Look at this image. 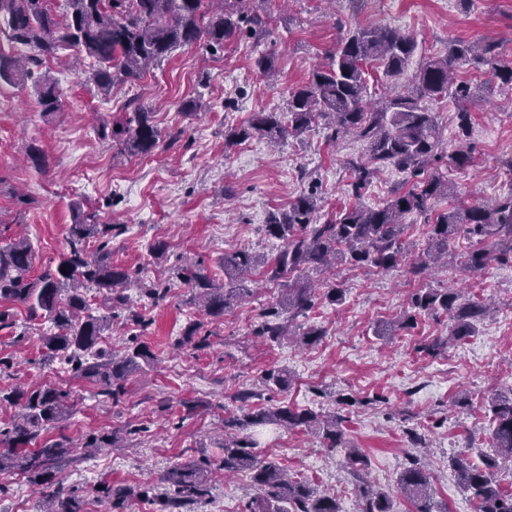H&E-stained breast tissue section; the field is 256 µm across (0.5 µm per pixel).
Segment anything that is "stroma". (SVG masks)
<instances>
[{"label":"stroma","instance_id":"obj_1","mask_svg":"<svg viewBox=\"0 0 512 512\" xmlns=\"http://www.w3.org/2000/svg\"><path fill=\"white\" fill-rule=\"evenodd\" d=\"M263 8L272 18L265 45L275 56L272 80L255 67L257 49L238 39L226 41L214 57L197 47L178 48L142 79L107 95L90 81L89 65L45 62L40 71L57 79L64 102L62 111L51 115L42 113L33 81L0 80V245L25 233L37 265L47 264L66 248L72 205L80 201L98 210L104 222L126 225V232L112 239L113 263L170 288L157 304L141 297L137 287L127 290L135 310L151 321L141 341L156 360L129 377L116 402L101 396L99 383L45 359L40 336L46 322L28 320L23 306L0 301V310H9L14 320L13 327L0 330V361L11 363L0 374V389L35 382L71 388L73 413L45 436L69 440L72 450L58 477L79 487L83 512H113L100 492L105 482L132 489L120 512H163L164 475L187 459L218 453L224 413L239 412L236 395L243 390L276 405L344 416L347 441L368 460L357 476L345 449L328 450L312 433L274 425L243 432L288 473L333 493L341 512H357L356 487L362 481L391 494L396 512H410L397 477L412 456L427 467L435 512H473L448 459L461 454L476 463L490 453L491 422L481 403L512 390V263L469 272L459 260L469 243L458 236L449 244L456 261L412 278L406 267L425 258L429 237L425 216L406 215L403 265L337 267L344 300L319 303L310 312L307 324L327 331L312 347L287 337L267 344L254 336L262 310L279 295L278 283L257 277L248 301L213 320L188 304L178 269L198 263L214 275L224 253L244 247L260 255L277 252L280 241L263 231L266 214L301 192L319 197L324 218L349 203L346 164L368 154L366 142L355 136L331 141L317 128L276 146L264 139L224 145L225 129L252 113L285 110L289 92L325 64L340 36L360 27H397L416 38L420 61L446 56L450 41L490 37L510 60L512 0H264ZM456 71L479 96L467 139L459 138L453 120L458 100L448 95L429 109L444 150L466 141L473 163L449 169L447 195L431 202L436 213L506 195L500 178L512 161V85L472 60L459 62ZM131 101L156 104L159 129L179 133V140L142 157L100 138L99 117H111ZM32 145L46 154V169L27 160ZM22 193L27 203L19 202ZM158 237L168 244L160 257L150 252ZM422 288L481 294L496 311L460 343L449 342L450 321L443 315L422 314L414 328L376 335L378 325L409 310L412 294ZM199 320L211 333L208 347L181 344L186 327ZM436 337L447 339V346L434 356L421 352V345ZM273 368L291 374L287 391L264 386L263 376ZM185 399L199 404L189 417L180 406ZM411 430L425 435L426 446L409 443ZM106 435L121 440V449H85L87 440ZM255 495L247 474L217 471L211 500L184 505L181 512H242ZM0 512H44L42 496L22 471L0 473Z\"/></svg>","mask_w":512,"mask_h":512}]
</instances>
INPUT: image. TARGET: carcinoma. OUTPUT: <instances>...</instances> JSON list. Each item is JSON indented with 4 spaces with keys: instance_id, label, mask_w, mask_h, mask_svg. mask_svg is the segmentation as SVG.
Instances as JSON below:
<instances>
[{
    "instance_id": "1",
    "label": "carcinoma",
    "mask_w": 512,
    "mask_h": 512,
    "mask_svg": "<svg viewBox=\"0 0 512 512\" xmlns=\"http://www.w3.org/2000/svg\"><path fill=\"white\" fill-rule=\"evenodd\" d=\"M258 0H64L62 11H54L49 0H0V23L9 30L11 43L21 49L14 55L0 52V80L23 83L33 69L47 59L69 57L96 64L90 80L105 94L124 83L143 77L161 65L173 50L199 46L212 54L224 49V42L247 37L261 42L271 35V18L256 5ZM418 48L416 40L399 28L370 26L359 28L338 39L327 63L315 68L308 82L289 93L285 112H254L248 122L224 132L227 146L259 138L278 142L300 136L323 124L327 137L336 139L354 134L368 144L369 157L349 164L350 193L354 202L334 216L320 220L317 199L303 193L288 210L268 212L265 231L283 246L272 257L259 256L248 249L226 253L220 264L224 278L216 279L200 267L187 268L183 282L194 292L204 315L224 316L244 293L240 277L259 268L280 281L281 296L265 308L255 333L274 343L294 335L297 343L311 346L324 336L320 327L309 326L292 332L280 321L283 313L292 320L304 316L319 300L338 305L343 289L336 283L317 287L306 278L313 269L343 264L349 267L373 266L388 270L404 258L403 217L412 212L426 213L430 201L448 194V180L433 166L443 157L448 165L463 169L472 164L469 147L458 143L443 154L435 113L422 106V100H440L453 84L456 65L469 58L487 66L497 77L512 83V59L505 60L498 44L481 47L454 40L448 56L421 62L412 89L386 98L375 105L365 101L363 71L377 62L388 74L404 70ZM38 103L45 114L62 107L56 82L45 75L35 81ZM101 136L120 141L133 155L150 156L163 141L153 122L152 109L135 106L109 121L100 119ZM395 167L406 174L412 186L384 204L365 207L362 190L375 173ZM116 224L99 220L97 212L74 208L69 225L67 248L36 276L30 275L36 260L32 243L26 237L0 246V301L25 307L31 319L51 322L55 332L41 337L50 358L61 357L78 377L96 379L103 393L119 399L129 374L154 359L143 343L127 347L120 357L97 349L112 320L127 312L126 319L139 322L130 311L126 290L135 281L133 273L112 264L108 246ZM464 232L479 243L467 253L466 267L483 272L493 260L512 259V193L486 206L459 205L434 216L430 223V246L425 259L412 264L407 273L419 278L431 264L448 255V242ZM96 238L98 251L91 254L86 241ZM101 298L105 312L93 310L87 293ZM411 311L392 323L398 329L414 326L418 313L443 314L451 321L448 342H461L474 335L477 324L489 313L486 300L461 301L454 288H422L410 301ZM266 387L285 391L291 375L283 369L265 373ZM22 406L23 413L8 428H0V473L15 468L27 474L29 483L52 489L48 512H81V499L57 482L59 463L68 453L60 441L40 442L42 432L65 419L74 400L68 390L44 385L9 393L0 390V405ZM491 417V448L494 454L477 464L463 455L449 459L458 472L463 490L476 505V512H512V493L505 492L497 479L498 459L512 461V398L498 395L486 399ZM343 418L324 416L312 410L289 405L260 407L240 416L224 419V432L274 424L288 430L302 427L321 433L330 449L346 445ZM255 439H224V473L248 471L258 495L247 512H340L336 498L317 492L305 480H293L274 461L258 459ZM211 461L207 457L177 464L164 476L173 489L165 504L179 509L187 503L203 502L210 495ZM397 489L414 505V512H433L430 481L426 470L412 461L399 475ZM101 491L121 508L131 490L122 485H104ZM358 512H394L391 497L363 483L357 486Z\"/></svg>"
}]
</instances>
